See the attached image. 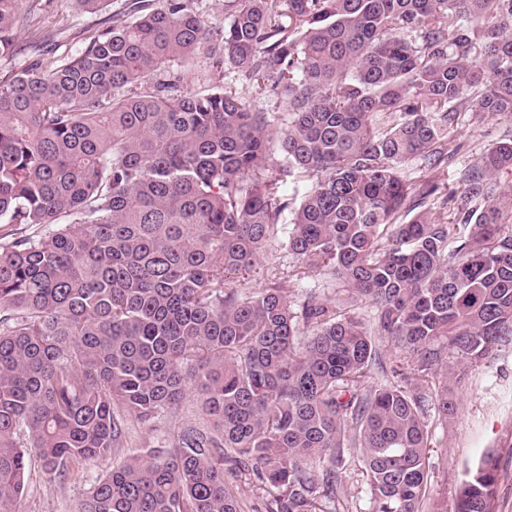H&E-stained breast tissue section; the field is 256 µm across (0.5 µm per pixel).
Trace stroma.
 I'll return each instance as SVG.
<instances>
[{"mask_svg": "<svg viewBox=\"0 0 512 512\" xmlns=\"http://www.w3.org/2000/svg\"><path fill=\"white\" fill-rule=\"evenodd\" d=\"M124 5L125 0H110L106 9L87 13L76 0H24V11L34 14L36 21L33 26L16 30L17 55L9 62L0 60V72L26 66L31 60V45L37 40L53 45L58 56L79 53L92 32L122 15ZM458 123L460 147L436 175L443 187L456 182L460 172L487 148L512 139V118L469 111L460 113ZM296 266V258L276 239L255 266L236 275L231 285L250 295L278 283L287 288L294 310H301L308 297L314 295L339 307L353 308L365 322H372L375 306L368 301H352L337 276L315 269L299 280L295 277ZM448 386L455 395L457 410L446 422L438 415L433 389L424 391L432 451L423 512H452L467 467L490 449L498 458L496 512H512V341L499 345L492 355L473 365L449 358ZM201 421L194 395L186 394L172 410L157 414L149 422L127 419V441L117 456L122 459L165 447L169 434L177 427ZM110 467L107 461L79 466L61 480L45 474L40 466H32L20 512H78L93 480ZM336 468L341 475V490L336 499L322 501V512H370V487L361 452L345 449ZM224 478L238 496L242 512H266L275 492L256 472L228 468Z\"/></svg>", "mask_w": 512, "mask_h": 512, "instance_id": "stroma-1", "label": "stroma"}]
</instances>
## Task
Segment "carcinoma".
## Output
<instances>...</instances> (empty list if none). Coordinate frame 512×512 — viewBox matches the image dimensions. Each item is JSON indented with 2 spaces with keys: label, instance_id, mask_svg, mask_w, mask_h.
<instances>
[{
  "label": "carcinoma",
  "instance_id": "1",
  "mask_svg": "<svg viewBox=\"0 0 512 512\" xmlns=\"http://www.w3.org/2000/svg\"><path fill=\"white\" fill-rule=\"evenodd\" d=\"M191 2L128 0L77 55L0 76V512H19L31 453L59 478L103 462L125 417L148 422L189 385L207 423L112 462L79 512H241L226 462L278 489L268 512H317L346 446L371 512H421L432 438L408 376L429 385L446 347L473 364L512 340L497 182L512 140L443 194L400 167L445 164L473 106L512 118V0H228L222 31ZM21 4L0 0V57ZM201 52L283 94L285 126L171 69ZM274 140L311 178L296 207L270 175ZM287 212L296 277L331 270L373 302L374 329L315 296L296 313L285 288L228 286ZM377 336L396 381L368 389ZM435 402L454 416L448 387ZM497 484L488 453L453 512H488Z\"/></svg>",
  "mask_w": 512,
  "mask_h": 512
}]
</instances>
